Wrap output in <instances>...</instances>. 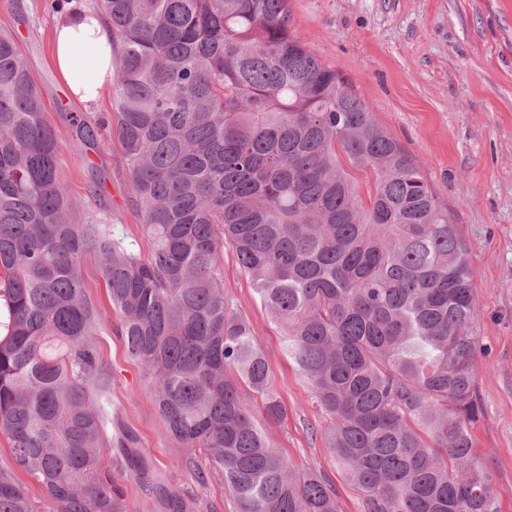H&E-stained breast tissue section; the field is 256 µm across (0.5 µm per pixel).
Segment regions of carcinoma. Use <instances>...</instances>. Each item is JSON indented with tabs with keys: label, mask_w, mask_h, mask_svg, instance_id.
<instances>
[{
	"label": "carcinoma",
	"mask_w": 512,
	"mask_h": 512,
	"mask_svg": "<svg viewBox=\"0 0 512 512\" xmlns=\"http://www.w3.org/2000/svg\"><path fill=\"white\" fill-rule=\"evenodd\" d=\"M118 52L116 134L146 252L79 224L59 141L17 41L0 34V434L45 512H129L112 472L159 512H193L116 417L81 273L155 386L176 464L197 454L237 512H339L292 471L241 386L281 422L250 324L224 297L232 249L331 418L328 447L364 512H501L471 453L479 420L475 277L421 164L336 69L289 0H96ZM77 154L96 126L67 116ZM0 512H39L0 469Z\"/></svg>",
	"instance_id": "1"
}]
</instances>
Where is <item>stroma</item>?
<instances>
[{
	"instance_id": "1",
	"label": "stroma",
	"mask_w": 512,
	"mask_h": 512,
	"mask_svg": "<svg viewBox=\"0 0 512 512\" xmlns=\"http://www.w3.org/2000/svg\"><path fill=\"white\" fill-rule=\"evenodd\" d=\"M52 0H0V31L18 41L60 139L59 168L83 224L108 225L124 243L143 240L130 203L127 161L112 124V101L83 108L52 62ZM307 49L355 85L385 126L423 166L453 212L475 272L480 350L475 369L483 414L472 453L492 477L501 512H512V0H290ZM98 122V145L69 147L66 117ZM82 276L105 324L96 337L112 375V405L139 432L142 450L199 512H236L224 480L174 467L178 453L154 404V388L114 335L118 316L87 253ZM224 295L250 324L286 418L266 433L288 465L322 474L341 512H363V494L338 466L329 417L283 351L280 327L232 250L224 252Z\"/></svg>"
}]
</instances>
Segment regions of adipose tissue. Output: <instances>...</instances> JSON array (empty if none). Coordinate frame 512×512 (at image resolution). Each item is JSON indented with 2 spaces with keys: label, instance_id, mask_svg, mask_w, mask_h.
<instances>
[{
  "label": "adipose tissue",
  "instance_id": "obj_1",
  "mask_svg": "<svg viewBox=\"0 0 512 512\" xmlns=\"http://www.w3.org/2000/svg\"><path fill=\"white\" fill-rule=\"evenodd\" d=\"M53 62L74 99L96 106L112 84L117 52L103 19L75 5L56 18Z\"/></svg>",
  "mask_w": 512,
  "mask_h": 512
}]
</instances>
